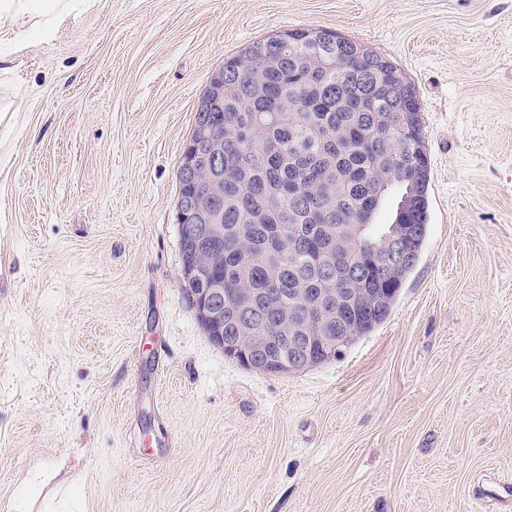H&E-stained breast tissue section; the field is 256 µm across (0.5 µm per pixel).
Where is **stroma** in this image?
<instances>
[{
  "label": "stroma",
  "instance_id": "obj_1",
  "mask_svg": "<svg viewBox=\"0 0 512 512\" xmlns=\"http://www.w3.org/2000/svg\"><path fill=\"white\" fill-rule=\"evenodd\" d=\"M0 16V512H512V0H65ZM405 71L428 231L387 319L283 375L183 292L177 169L225 57L293 28Z\"/></svg>",
  "mask_w": 512,
  "mask_h": 512
}]
</instances>
